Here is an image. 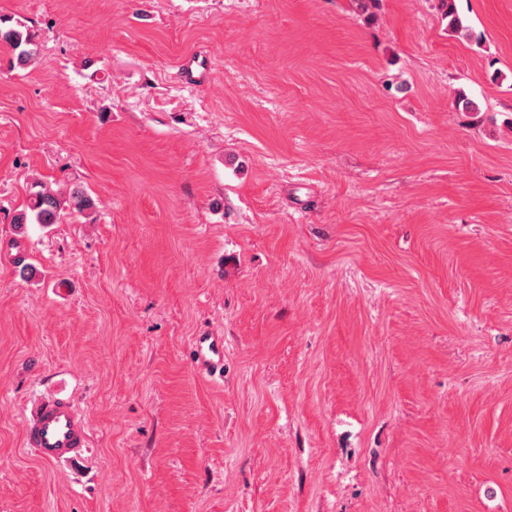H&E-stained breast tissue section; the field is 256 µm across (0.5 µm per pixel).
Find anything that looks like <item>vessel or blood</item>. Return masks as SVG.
<instances>
[{
	"label": "vessel or blood",
	"instance_id": "vessel-or-blood-1",
	"mask_svg": "<svg viewBox=\"0 0 512 512\" xmlns=\"http://www.w3.org/2000/svg\"><path fill=\"white\" fill-rule=\"evenodd\" d=\"M199 342L207 348L198 361L199 368L206 372L222 368V340L216 336H203ZM25 441L43 459L65 458L86 447L87 426L73 413L69 403L54 402L40 409L33 424L27 428Z\"/></svg>",
	"mask_w": 512,
	"mask_h": 512
}]
</instances>
